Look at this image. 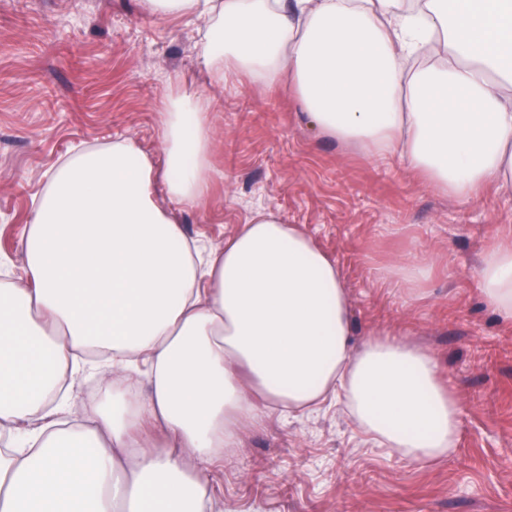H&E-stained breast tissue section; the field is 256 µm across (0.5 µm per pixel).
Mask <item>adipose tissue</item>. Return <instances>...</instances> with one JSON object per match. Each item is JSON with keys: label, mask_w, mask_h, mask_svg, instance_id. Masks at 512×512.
Returning a JSON list of instances; mask_svg holds the SVG:
<instances>
[{"label": "adipose tissue", "mask_w": 512, "mask_h": 512, "mask_svg": "<svg viewBox=\"0 0 512 512\" xmlns=\"http://www.w3.org/2000/svg\"><path fill=\"white\" fill-rule=\"evenodd\" d=\"M155 20L207 21L211 83L284 84L318 131L405 159L459 200L512 194V0H143ZM162 164L127 138L48 175L0 285V512H212L211 474L246 423L342 399L374 446L450 454L460 408L433 358L355 339L340 269L272 211L199 262L171 207L210 180L204 101L167 96ZM512 321V245L477 269ZM98 375L74 410L64 382Z\"/></svg>", "instance_id": "1"}]
</instances>
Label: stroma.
<instances>
[{
  "instance_id": "35a3bbf8",
  "label": "stroma",
  "mask_w": 512,
  "mask_h": 512,
  "mask_svg": "<svg viewBox=\"0 0 512 512\" xmlns=\"http://www.w3.org/2000/svg\"><path fill=\"white\" fill-rule=\"evenodd\" d=\"M190 17L140 0H0V265L23 275V239L45 174L81 145L132 139L161 160L160 113L178 82L209 105L211 178L177 213L207 248L276 211L336 261L356 333L403 334L435 359L461 410L455 452L409 461L376 448L346 412L244 427L212 474L217 512H512V321L487 310L476 269L512 242V197L458 201L397 157L364 156L312 127L286 90L207 81ZM433 261L415 291L388 266Z\"/></svg>"
}]
</instances>
